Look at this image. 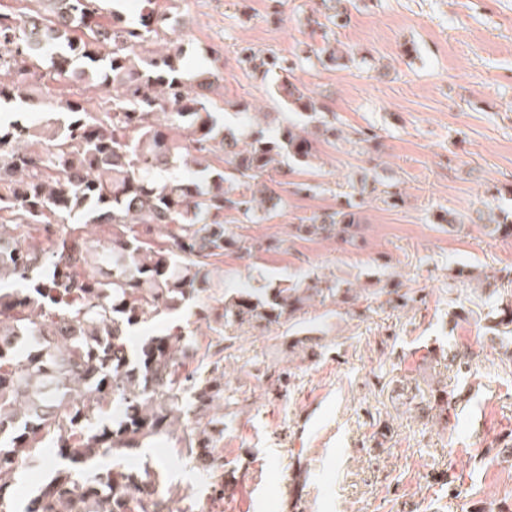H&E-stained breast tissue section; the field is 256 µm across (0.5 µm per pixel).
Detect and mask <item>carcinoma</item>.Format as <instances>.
<instances>
[{
	"instance_id": "obj_1",
	"label": "carcinoma",
	"mask_w": 512,
	"mask_h": 512,
	"mask_svg": "<svg viewBox=\"0 0 512 512\" xmlns=\"http://www.w3.org/2000/svg\"><path fill=\"white\" fill-rule=\"evenodd\" d=\"M21 13L0 9V104L48 111L40 125L0 119V512H10L20 469L53 452L61 466L24 512H199L198 492H159L163 468L143 471L121 460L169 442L191 407L199 419L188 457L210 477L207 495L224 498V459L217 448L226 418L223 357L232 336L216 340L207 370L182 369L185 332L178 325L145 337L135 350L130 330L180 310L210 285L209 259L246 245L229 225L269 216L276 197L263 178L287 159L309 165L316 152L296 116L340 137L336 113L290 81L296 63L243 47L238 62L276 77L274 93L288 111L277 125L238 141L229 157L224 108L213 84L191 87L174 33L179 0H142L134 18L105 0H25ZM340 12L313 23L322 34L344 28ZM100 91L88 97L75 84ZM362 223L349 201L294 226V237L352 239ZM112 254V274L96 269ZM327 300L352 306L354 288L315 277L234 288L199 319L223 328L288 325L290 351L314 348L319 329L300 313ZM35 345L20 353L17 340ZM279 396L291 373L276 364L261 374ZM205 422H200V419ZM112 456L102 469L101 456Z\"/></svg>"
}]
</instances>
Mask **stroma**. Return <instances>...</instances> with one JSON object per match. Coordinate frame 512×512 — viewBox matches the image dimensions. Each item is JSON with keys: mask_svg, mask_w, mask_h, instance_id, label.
I'll return each mask as SVG.
<instances>
[{"mask_svg": "<svg viewBox=\"0 0 512 512\" xmlns=\"http://www.w3.org/2000/svg\"><path fill=\"white\" fill-rule=\"evenodd\" d=\"M336 30L349 67L309 62L322 47L307 18L321 0H181L176 34L189 84L219 72L217 92L251 105L252 123H272L282 106L270 79L240 68L250 45L297 60V85L336 114L342 132L370 142L321 140L310 166H292L283 208L266 220L233 224L243 239H274L270 252L214 258L210 303L228 288H260L316 274L374 291L400 283L411 303L359 299L358 315L311 302L303 317L322 354L290 355L283 328L242 327L224 360L240 414L219 445L241 474L227 479L211 512H512V332L497 310L512 303V281L490 292L485 275L512 269V238L487 234L488 215L512 214V0H360ZM400 195L385 203L379 183ZM296 182L310 192L294 193ZM352 200L363 223L353 241L292 237L291 228ZM454 222L438 223L440 214ZM470 270L457 277L459 268ZM200 298L153 330L183 325L187 369L199 367L218 336L199 320ZM469 348V366L448 356ZM289 368L286 397L270 401L258 368ZM454 394L446 411L437 391ZM193 416L169 446L152 453L166 480L203 487L208 478L179 448Z\"/></svg>", "mask_w": 512, "mask_h": 512, "instance_id": "obj_1", "label": "stroma"}]
</instances>
